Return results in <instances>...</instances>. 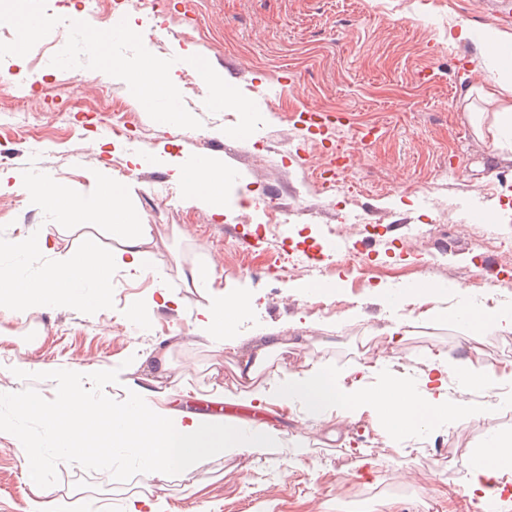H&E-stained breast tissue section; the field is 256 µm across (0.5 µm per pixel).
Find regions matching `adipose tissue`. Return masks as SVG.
Here are the masks:
<instances>
[{"mask_svg":"<svg viewBox=\"0 0 512 512\" xmlns=\"http://www.w3.org/2000/svg\"><path fill=\"white\" fill-rule=\"evenodd\" d=\"M455 37L475 39L482 61L500 65L501 75L495 84L469 85L464 97L495 105L488 131L497 147L512 149V65L500 61L512 45V34L488 27L477 36L464 25ZM163 163L173 180L184 186L189 198L214 214H223L221 163L205 157L191 164L170 156ZM14 191L39 196L71 219L95 212L111 223L119 247L108 252L96 243H88L82 250L45 266L33 279L0 272V310L30 314L47 307H75L98 313L105 308L112 292L114 270L143 276L155 272L159 260L149 247L151 227L127 222L125 191L120 180H110L105 190L91 197L76 199L63 185H48L13 171H0V194ZM191 282L207 289V302L198 308L195 319L198 332L208 340L231 343L239 317L251 304L250 297H224L223 293L212 291L210 278L196 273L192 274ZM282 347L275 331H264L258 348L237 369L238 376L247 381V389L225 392V401L258 407L269 403L297 406L318 416L333 412L344 420L355 419L367 411L378 417L392 436L399 437L425 421H453L480 415V408L468 401L449 399V374L460 375L469 388L512 387V372L501 376L493 367H478L469 359L451 360L444 354L429 358L418 387L407 371L388 369L381 356L361 367L351 387H334L323 383L316 367L301 376L270 374V357ZM466 468L465 493L469 498L483 501L512 490V436L491 437L482 448L468 454Z\"/></svg>","mask_w":512,"mask_h":512,"instance_id":"1","label":"adipose tissue"}]
</instances>
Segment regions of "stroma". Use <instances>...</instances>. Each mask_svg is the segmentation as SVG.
I'll return each mask as SVG.
<instances>
[{"mask_svg":"<svg viewBox=\"0 0 512 512\" xmlns=\"http://www.w3.org/2000/svg\"><path fill=\"white\" fill-rule=\"evenodd\" d=\"M125 13L151 53L177 58L183 103L202 128L155 122L122 80L86 67L59 73L33 50L0 60V76L8 80L0 89V124L13 98H36L43 75L57 74L79 86L86 99L97 83H106L113 99L136 112L139 128L133 138L116 140L106 125L71 127L68 113L36 112L31 120L45 127L50 141L13 142L0 170L61 182L85 198L98 191V171L106 169L123 181L133 222L156 230L173 224L178 232L157 243L161 263L155 274L116 273L107 305L97 315L49 308L29 325L20 314L0 311V389L30 385L12 372L21 362L33 372L116 368L119 381L106 388L115 400L139 387L168 410L274 423L279 461L218 454L176 475L147 480L138 474L123 483L106 472L62 466L54 497L69 506L99 501L108 512H128L140 495L163 512H478L477 503L463 494L467 454L493 433H512V404H499L497 390L470 393L458 376L449 375V398L482 404L485 413L456 426H419L399 442L367 412L349 423L335 416L314 419L275 404L262 410L218 405L204 398L203 390L245 388L236 368L262 330L278 331L285 344L276 366L300 374L317 365L332 381L363 362L355 331L377 334L398 321L407 324L399 353L411 357L415 370L424 369L429 354L442 351L460 359L475 346L480 364L512 368V333L487 332L475 340L454 318L463 302L512 306V284L493 280L512 258L491 247L498 239L512 240V160L494 159L490 138L477 136L463 98L472 78L491 84L497 70L489 66L472 74L474 43L448 41L449 30L464 23L512 31V14L484 9L480 0H192L193 32L184 35L177 26H165L161 12L132 4ZM190 45L256 102L265 124L247 139L225 133L239 120L235 111L213 114L205 108L207 90L199 73L180 59ZM312 111L341 115L339 133L349 158L342 178L362 186L353 222L345 228L335 210L323 206L314 177L326 154L297 149L296 132ZM369 128L375 136L368 142L362 132ZM108 140L115 151L100 153L99 142ZM269 143L282 146V153L256 162L257 149ZM130 153L141 154L143 166L130 168ZM166 155L223 158L232 181L226 216L185 199L170 171L157 162ZM263 195L275 198L284 213L280 223L266 227L268 247L249 252L246 263L261 265L281 240L303 241L321 247L320 264L329 275L258 280L236 270L235 247L247 230L242 218L261 222L257 203ZM359 218L376 223L377 235H359ZM31 228L52 241V254H3L0 269L35 274L53 254L77 252L90 238L108 251L118 245L111 225L95 213L73 222L27 193L0 195V238ZM332 241L354 245L373 260L371 282L361 283L357 271L337 267L336 254L327 250ZM477 254L488 277L481 286L474 280ZM209 262L214 290L253 300L238 322L233 346L197 335L195 317L204 293L179 277L180 269ZM159 280L173 288L178 306L150 311L133 334L116 333L127 320L128 299L150 301ZM425 280L450 291L423 303L407 296L392 305L380 298L385 290L407 295ZM324 295L348 302L347 312L309 313V302ZM163 345L169 346L179 377L156 384L138 362ZM30 386L47 399L56 392L50 380ZM33 496L23 452L12 435L0 434V512H25Z\"/></svg>","mask_w":512,"mask_h":512,"instance_id":"35a3bbf8","label":"stroma"}]
</instances>
